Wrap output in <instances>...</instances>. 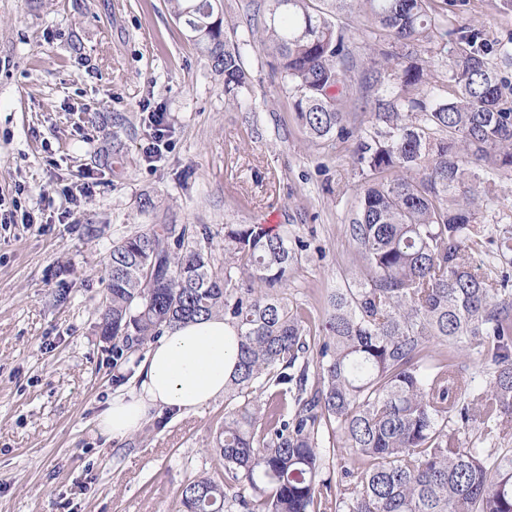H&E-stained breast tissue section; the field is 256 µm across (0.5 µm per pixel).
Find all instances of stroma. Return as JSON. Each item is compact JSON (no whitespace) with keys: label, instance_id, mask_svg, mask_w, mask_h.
Returning <instances> with one entry per match:
<instances>
[{"label":"stroma","instance_id":"35a3bbf8","mask_svg":"<svg viewBox=\"0 0 512 512\" xmlns=\"http://www.w3.org/2000/svg\"><path fill=\"white\" fill-rule=\"evenodd\" d=\"M431 5L449 28L433 59L461 21L491 42L512 32L504 0ZM243 58L237 107L166 0H0V512H180L188 479L224 471V399L120 441L96 426L129 388L96 328L113 242L174 224L220 270L225 225L287 229L303 247L283 295L315 330L352 283L359 167L309 143L271 50Z\"/></svg>","mask_w":512,"mask_h":512}]
</instances>
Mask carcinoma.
I'll use <instances>...</instances> for the list:
<instances>
[{
	"instance_id": "carcinoma-1",
	"label": "carcinoma",
	"mask_w": 512,
	"mask_h": 512,
	"mask_svg": "<svg viewBox=\"0 0 512 512\" xmlns=\"http://www.w3.org/2000/svg\"><path fill=\"white\" fill-rule=\"evenodd\" d=\"M249 38L230 39L220 0H168L189 40L224 77L225 102L249 90L243 49L255 34L276 52L291 110L310 142L352 153L363 179L345 231L355 244L354 287L329 297L323 337L281 297L296 260L288 234L263 224L224 225V272L155 224L113 244L98 333L128 363L144 344L187 320L224 316L235 370L215 451L224 476L201 473L180 491L182 512H512V450L476 448L512 430V225L477 220L512 177V104L491 48L464 21L442 61L446 95L421 59L447 23L430 0H263ZM359 5L392 50L359 59L328 17ZM360 72L377 136H362L347 96ZM485 261L472 252L482 240ZM438 339L453 348L436 359ZM316 348L310 357V348ZM478 350L487 367L476 392L454 352ZM315 382H309L310 368ZM274 389L264 402L256 391ZM292 394L293 407L285 396ZM354 455L331 472L323 433Z\"/></svg>"
}]
</instances>
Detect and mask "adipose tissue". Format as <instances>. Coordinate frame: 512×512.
<instances>
[{"mask_svg": "<svg viewBox=\"0 0 512 512\" xmlns=\"http://www.w3.org/2000/svg\"><path fill=\"white\" fill-rule=\"evenodd\" d=\"M235 358L234 332L223 318L191 321L165 331L141 361L133 390L113 396L99 414V431L121 440L135 432L151 410L195 412L223 396Z\"/></svg>", "mask_w": 512, "mask_h": 512, "instance_id": "1", "label": "adipose tissue"}]
</instances>
